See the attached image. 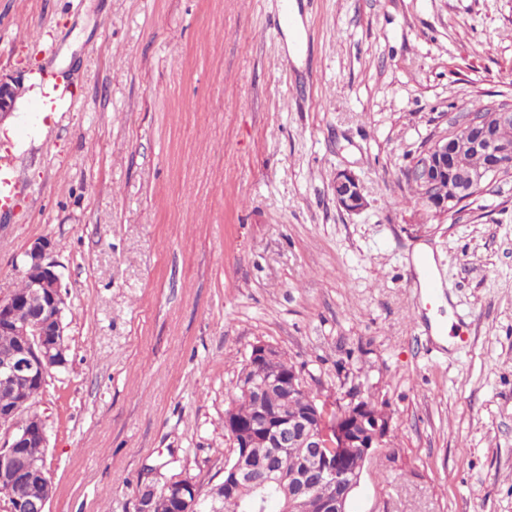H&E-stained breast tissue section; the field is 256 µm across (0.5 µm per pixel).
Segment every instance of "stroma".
Wrapping results in <instances>:
<instances>
[{
    "mask_svg": "<svg viewBox=\"0 0 512 512\" xmlns=\"http://www.w3.org/2000/svg\"><path fill=\"white\" fill-rule=\"evenodd\" d=\"M0 0V296L47 239L68 365L34 411L50 512H135L224 479L252 344L318 398L391 417L349 512H512V177L458 212L402 176L469 112L512 102V0ZM366 199L341 209L338 171ZM427 244L464 339L440 345ZM23 89V83L17 77L4 78L0 75V122L14 112L15 103Z\"/></svg>",
    "mask_w": 512,
    "mask_h": 512,
    "instance_id": "1",
    "label": "stroma"
}]
</instances>
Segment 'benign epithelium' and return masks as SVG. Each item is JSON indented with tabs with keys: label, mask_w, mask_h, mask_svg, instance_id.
Wrapping results in <instances>:
<instances>
[{
	"label": "benign epithelium",
	"mask_w": 512,
	"mask_h": 512,
	"mask_svg": "<svg viewBox=\"0 0 512 512\" xmlns=\"http://www.w3.org/2000/svg\"><path fill=\"white\" fill-rule=\"evenodd\" d=\"M24 86L18 78L0 76V121L10 116ZM485 154L487 163L476 174L448 176V143ZM504 171L512 174V106L489 112H474L453 130L447 139L435 141L408 168L409 179L424 188V200L441 210H453L482 189L491 177ZM337 205L358 212L365 200L357 178L348 171L336 173L333 186ZM50 240L34 242L25 252L23 276L27 288L0 296V335L11 336V344L0 348V392L9 401L0 403V430L7 435L0 445V487L8 495V512H47L51 483L31 448L48 447L44 422L36 419L22 426L17 414L28 403L33 385L45 386L54 369L67 365L63 313L68 294L62 275L47 261ZM277 347L257 342L249 352L250 366L238 375L236 388L264 403L248 423L240 422L234 405L224 411V431L231 442L234 461L224 463V485L236 490L242 485L263 487L288 481V512H346L349 494L359 485V477L348 467L357 454L368 459L390 432V416L361 393L348 399L314 400L289 414L265 403L271 391L297 397L305 388L299 367L281 374L271 368L278 358ZM309 448L311 463L283 476L271 462L255 463L251 449ZM321 485L328 494L315 498ZM173 512H196L201 494L191 478L164 487Z\"/></svg>",
	"instance_id": "1"
}]
</instances>
